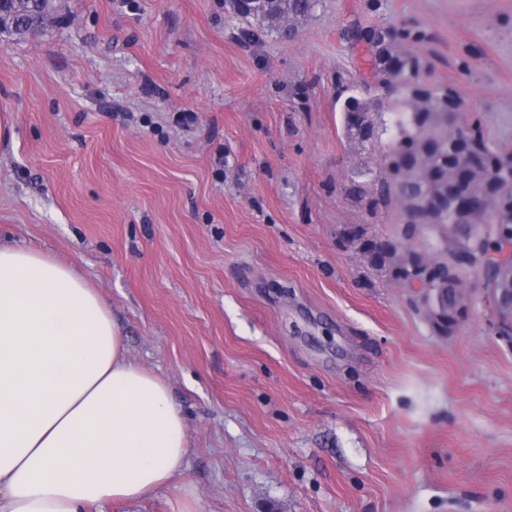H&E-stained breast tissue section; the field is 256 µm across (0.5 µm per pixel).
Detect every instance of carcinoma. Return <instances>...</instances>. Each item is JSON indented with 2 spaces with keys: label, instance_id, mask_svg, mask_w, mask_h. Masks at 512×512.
I'll use <instances>...</instances> for the list:
<instances>
[{
  "label": "carcinoma",
  "instance_id": "cac0c4a2",
  "mask_svg": "<svg viewBox=\"0 0 512 512\" xmlns=\"http://www.w3.org/2000/svg\"><path fill=\"white\" fill-rule=\"evenodd\" d=\"M320 0H227L230 14L243 21L268 23L282 38L296 34L293 24L310 15ZM56 0H5L0 4V34L17 38L45 35L57 22ZM374 55L375 85L385 96L400 94L398 105L369 102L348 96L342 106V128L355 150L380 161L356 167L344 188L347 196L376 213L395 203L402 214L394 235L382 236L368 224L354 225L347 245L364 259L376 276L407 286L411 274L423 287L448 278L443 300L452 312L469 300L468 278L481 274L497 288L512 289V274L477 265V256L500 245L496 228L512 229V218L501 219L503 206L512 208V150L495 144L481 126L471 121L460 98L450 88L420 80L417 58L405 50L395 29L354 28ZM483 192L489 196L476 232L453 224L450 217L432 222L427 194L449 198Z\"/></svg>",
  "mask_w": 512,
  "mask_h": 512
}]
</instances>
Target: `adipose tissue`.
<instances>
[{"instance_id": "adipose-tissue-1", "label": "adipose tissue", "mask_w": 512, "mask_h": 512, "mask_svg": "<svg viewBox=\"0 0 512 512\" xmlns=\"http://www.w3.org/2000/svg\"><path fill=\"white\" fill-rule=\"evenodd\" d=\"M188 452L167 383L130 360L73 265L0 244V512L151 497Z\"/></svg>"}]
</instances>
